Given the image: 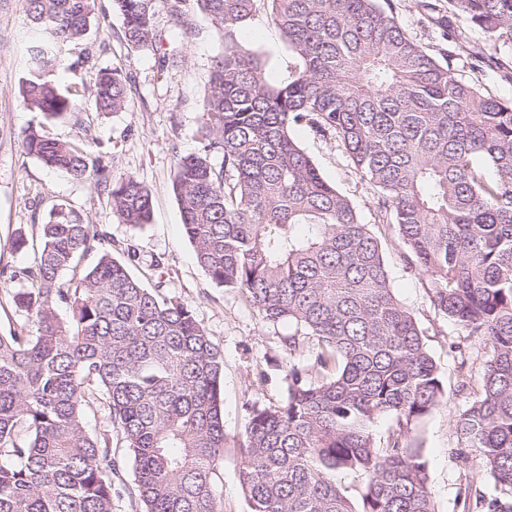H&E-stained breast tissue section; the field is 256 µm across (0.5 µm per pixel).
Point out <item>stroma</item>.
<instances>
[{
    "instance_id": "35a3bbf8",
    "label": "stroma",
    "mask_w": 512,
    "mask_h": 512,
    "mask_svg": "<svg viewBox=\"0 0 512 512\" xmlns=\"http://www.w3.org/2000/svg\"><path fill=\"white\" fill-rule=\"evenodd\" d=\"M393 14L407 34L430 53L444 46L439 28L418 0H391ZM192 34L174 27L168 0H154V20L161 38L156 45L135 47L123 38L122 20L110 0H96L84 37L67 46L66 66L57 72L60 90L79 91L80 110L44 121L29 111L20 88L29 75L33 29L18 0H0V269L33 265L39 241L16 251L17 231L32 233L53 206L69 204L85 222L103 227L112 237V254L150 288L191 306L211 339L224 352V456L217 465L221 512H248L239 480L240 448L245 440L246 407L274 405L288 384V350L282 339L290 328L266 322L245 295L213 283L198 265L182 231L173 188L177 156L200 151L202 103L209 92L214 57L223 44L196 0H188ZM242 39L260 56L268 82L284 84L300 66L288 50L266 6H259L241 31ZM120 68L127 77V104L120 112H99L94 97L96 73ZM44 127L55 138L79 143L102 157L113 176L132 175L149 191L152 218L134 228L112 209L108 192L93 180L76 181L26 155L23 139ZM295 139L323 176L355 206L384 249L392 287L401 303L427 328L426 342L447 392L423 418L415 436L428 472V491L437 512H454L458 490L454 415L471 398L459 389L458 360L448 348L456 330L431 301L426 274L411 267L392 226L375 221V201L367 181L331 135L319 136L297 127Z\"/></svg>"
}]
</instances>
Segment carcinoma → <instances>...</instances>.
<instances>
[{
	"instance_id": "obj_1",
	"label": "carcinoma",
	"mask_w": 512,
	"mask_h": 512,
	"mask_svg": "<svg viewBox=\"0 0 512 512\" xmlns=\"http://www.w3.org/2000/svg\"><path fill=\"white\" fill-rule=\"evenodd\" d=\"M21 2L39 31L24 103L46 119L73 113L78 99L49 73L87 32L94 0ZM185 2L169 0V13L188 34ZM197 2L223 51L203 103L206 145L174 172L183 231L212 282L294 326L286 396L247 407L239 478L249 512H435L413 438L445 395L426 330L395 296L381 242L293 137L297 126L335 136L366 179L376 218L395 227L459 330L460 368L470 339L484 345L477 390L453 419L455 507L512 512V100L459 78L381 0H264L301 61L291 82L272 86L237 36L259 0ZM448 2L463 26L436 18L443 56L483 58L469 26L512 43V0ZM111 8L126 42H157L153 0ZM95 93L101 111H122L121 70L97 73ZM24 149L105 185L123 223L149 222L147 189L82 146L31 132ZM39 233L32 266L0 271L22 282L8 294L21 319L0 335V512H112L124 460L144 512H219L222 350L190 305L146 287L112 256V237L74 209L57 205ZM95 247L96 262L81 268ZM67 270L81 271L73 287L61 281ZM95 401L118 429L122 460L111 435L86 429ZM381 416L393 424L378 442ZM357 472L364 483H341Z\"/></svg>"
}]
</instances>
